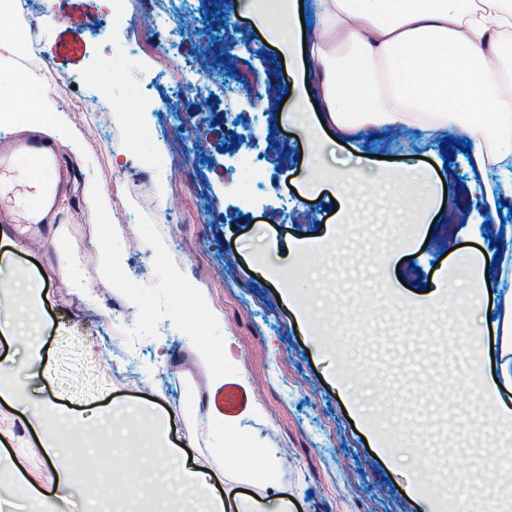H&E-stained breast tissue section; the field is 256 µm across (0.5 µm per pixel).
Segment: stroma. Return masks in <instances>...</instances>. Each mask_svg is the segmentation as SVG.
Instances as JSON below:
<instances>
[{
    "instance_id": "stroma-1",
    "label": "stroma",
    "mask_w": 512,
    "mask_h": 512,
    "mask_svg": "<svg viewBox=\"0 0 512 512\" xmlns=\"http://www.w3.org/2000/svg\"><path fill=\"white\" fill-rule=\"evenodd\" d=\"M223 4L222 56L279 75L230 112L206 87L186 95L183 117L167 111V76L147 72L128 52L151 32L134 4L109 29L100 20L103 0H33V10L50 19L39 29L43 52L22 55L0 44V67L55 76L53 98L84 143L72 157L74 193L59 208L64 253L35 227L20 251L0 237V257L22 287L12 316L30 306L25 286L41 289L39 328L27 341L53 373L26 377L23 401L0 400V512H39L16 486L20 473L50 495L51 512L141 508L121 476L104 485L90 463L76 483H59L34 418L20 413L24 404L84 419L87 447L116 456L126 450L128 429H149L170 412L167 446L140 456L185 512H201L207 492L177 490L169 480L177 458L210 469L217 493L235 481L252 447L278 450L281 488L297 512H467L473 500L511 502L512 427H502L482 392L483 381L499 375L501 339L465 333L483 311L472 305L468 274L456 263L459 253L494 249L487 233L499 216L484 195L469 193L476 169L466 153L443 147V138L460 139V131L428 141L405 126L399 142L362 134L338 145L309 141L283 119L314 109L293 91L294 60L266 40L237 0ZM108 53L118 79L102 124L71 103L89 92ZM361 154L374 157L362 169L368 187L343 218L333 210L337 186H310L308 169L339 173L356 167ZM415 162L443 179L446 218L428 237L411 239L405 230L420 216L414 194L398 195L378 176ZM91 186L111 201L104 215L91 213ZM303 238L311 242L308 267L283 277L278 256ZM104 246L139 303L100 281ZM63 256L93 286L92 296L71 288ZM443 279L453 299L427 315L395 300L426 294L427 284ZM193 290L209 313L184 308ZM116 314L124 335L136 339L125 353L109 339ZM205 343L230 351L236 367L226 380L252 393L250 409L234 420L238 444L221 460L211 454L223 420L209 405L212 369L194 355ZM452 448L461 455L453 469Z\"/></svg>"
}]
</instances>
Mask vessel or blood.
<instances>
[{
	"label": "vessel or blood",
	"instance_id": "vessel-or-blood-1",
	"mask_svg": "<svg viewBox=\"0 0 512 512\" xmlns=\"http://www.w3.org/2000/svg\"><path fill=\"white\" fill-rule=\"evenodd\" d=\"M16 156L29 158L35 164L25 203V223H57V203L73 176L72 163L57 150L52 141L35 133L0 141V165ZM247 401L246 392L232 385L225 387L223 394L214 399L216 406L228 415L241 413Z\"/></svg>",
	"mask_w": 512,
	"mask_h": 512
}]
</instances>
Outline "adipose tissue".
I'll return each mask as SVG.
<instances>
[{
    "label": "adipose tissue",
    "instance_id": "ef3b65f1",
    "mask_svg": "<svg viewBox=\"0 0 512 512\" xmlns=\"http://www.w3.org/2000/svg\"><path fill=\"white\" fill-rule=\"evenodd\" d=\"M318 21L303 31L301 0H244L255 27L297 57L302 89H316L313 130L337 136L427 121L456 127L473 145L479 173L512 169V0H316ZM45 72L0 73V129L15 124L18 104L49 118V135L82 150L57 112ZM399 192L418 188L425 212L444 200L437 180L404 165Z\"/></svg>",
    "mask_w": 512,
    "mask_h": 512
}]
</instances>
